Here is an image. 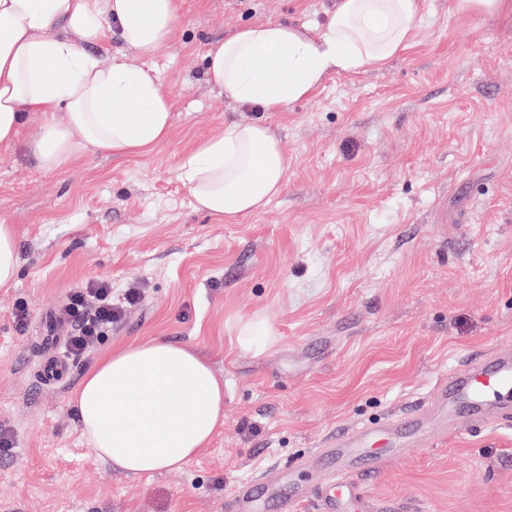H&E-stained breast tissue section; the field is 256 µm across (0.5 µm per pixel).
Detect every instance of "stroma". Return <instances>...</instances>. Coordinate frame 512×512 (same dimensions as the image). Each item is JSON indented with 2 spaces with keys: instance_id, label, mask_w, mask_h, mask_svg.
Segmentation results:
<instances>
[{
  "instance_id": "stroma-1",
  "label": "stroma",
  "mask_w": 512,
  "mask_h": 512,
  "mask_svg": "<svg viewBox=\"0 0 512 512\" xmlns=\"http://www.w3.org/2000/svg\"><path fill=\"white\" fill-rule=\"evenodd\" d=\"M334 0H182L167 46L92 47L151 71L174 122L151 153L85 148L38 168L30 113L0 148V222L18 232L19 272L0 288V512H224L254 478L303 465L317 512L330 463L314 459L353 424L434 408L458 365L512 353V11L425 0L413 46L385 68L330 77L309 100L262 112L205 79L204 53L245 24L321 26ZM260 121L287 159L261 211L217 222L195 211L184 157L228 122ZM134 285L143 303L98 347L162 337L206 356L224 379V426L183 470L130 477L101 461L71 397L84 372L40 370L69 333L58 306L83 281ZM25 304L17 327L12 312ZM261 314L264 354L236 344ZM462 408L437 445H411L364 497L414 512H512V431L469 429Z\"/></svg>"
}]
</instances>
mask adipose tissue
Returning a JSON list of instances; mask_svg holds the SVG:
<instances>
[{
	"label": "adipose tissue",
	"mask_w": 512,
	"mask_h": 512,
	"mask_svg": "<svg viewBox=\"0 0 512 512\" xmlns=\"http://www.w3.org/2000/svg\"><path fill=\"white\" fill-rule=\"evenodd\" d=\"M424 0H336L319 27L269 21L236 29L206 53V78L225 96L281 112L338 73L384 68L413 45ZM180 0H0V144L27 113L65 109L34 142L38 166L70 164L78 148L149 154L169 136L173 113L156 78L87 45L118 37L151 54L165 48ZM287 162L262 123L229 122L179 167L193 206L216 220L263 209L284 185ZM83 433L117 472L181 470L224 425V381L196 349L157 338L113 347L73 396Z\"/></svg>",
	"instance_id": "obj_1"
}]
</instances>
